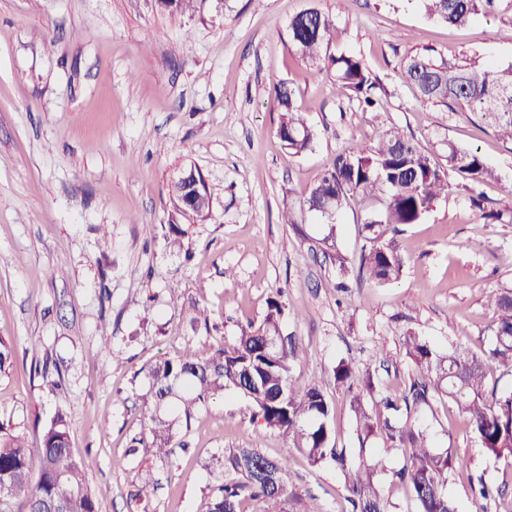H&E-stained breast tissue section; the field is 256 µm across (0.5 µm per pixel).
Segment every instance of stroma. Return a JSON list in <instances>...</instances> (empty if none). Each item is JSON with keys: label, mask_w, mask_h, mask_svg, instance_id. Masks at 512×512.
<instances>
[{"label": "stroma", "mask_w": 512, "mask_h": 512, "mask_svg": "<svg viewBox=\"0 0 512 512\" xmlns=\"http://www.w3.org/2000/svg\"><path fill=\"white\" fill-rule=\"evenodd\" d=\"M329 13L335 54L361 57L383 108L366 112L338 91L333 73L304 63L288 36L309 6ZM512 0L464 26L427 18L419 0H198L195 13L155 0H0V340L13 365L0 373V425L30 449L60 412L71 446L92 461L85 480L99 512H205L224 480V452L256 448L288 457V486L321 512H348L334 466L311 465L228 390L200 405L165 459L149 446L144 396L149 367L184 349L207 354L259 323L270 298L288 311L302 344L293 384L317 383L331 404L338 447H360L339 360L371 373L377 392L401 393L413 366L402 350L413 330L440 352L486 356L497 313L487 298L512 284L498 255L512 253V143L492 113L421 101L402 62L427 50L436 63L503 67ZM289 84L316 137L295 156L276 134L272 91ZM396 126L440 167L448 147L473 149L494 176L471 185L449 174L421 223L395 236L398 279L357 276L367 210L351 203L335 225L299 205L336 156ZM214 189L206 220L185 224L169 248L168 194L178 168ZM499 210L481 218L475 195ZM334 234L335 249L323 239ZM348 260L341 274L337 256ZM346 279L348 292L333 285ZM206 319L191 325V305ZM434 451L458 461L446 489L459 512H512V462L488 457L446 398L421 406ZM157 479L146 489L144 470ZM502 486L475 498L477 478Z\"/></svg>", "instance_id": "35a3bbf8"}]
</instances>
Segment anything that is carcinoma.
Segmentation results:
<instances>
[{
    "label": "carcinoma",
    "instance_id": "1",
    "mask_svg": "<svg viewBox=\"0 0 512 512\" xmlns=\"http://www.w3.org/2000/svg\"><path fill=\"white\" fill-rule=\"evenodd\" d=\"M426 14L449 26H461L478 16L495 14L498 0H421ZM289 39L300 58L334 73L336 86L349 93L364 111L379 106L377 82L362 59L330 53L335 23L326 12L311 7L296 15L288 26ZM404 73L420 98L457 104L469 112H497L501 135L512 141V65L506 68L475 64H437L428 54H415L404 62ZM281 120L277 135L293 155L311 149L315 134L294 104V90L275 87ZM444 170L397 128L390 127L376 143L340 153L312 188L300 209L322 213L329 207L340 213L353 201L370 206L362 232L369 242L359 258V272L382 285L402 273L403 257L395 241L398 227L417 224L434 202L448 194V171L473 183L493 176L475 150L448 144ZM214 189L201 173L189 184L169 183L174 212L169 234L175 245L184 235L180 220L208 218ZM497 312L489 359L512 375V287H502L489 297ZM404 355L414 365L410 385L399 397L388 395L369 402L353 391L352 365L340 360L336 383L347 388L350 409L360 445L382 437L380 454L352 459L332 442L330 407L322 389L311 384L295 390L291 361L299 350L296 337L284 333V308L271 298L263 319L241 330L230 346H218L201 356L186 349L174 359L149 368L147 398L150 447L166 457L181 444V427L206 399L232 388L249 399L255 415L266 427L281 432L289 447L310 464L333 463L341 473L352 512H390L391 502L376 476L398 452L409 465L394 473L409 490L417 512H457L448 498V474L454 468L450 452L430 447L426 428L412 416L421 405L441 395L456 406L479 439L486 455L512 460V390H488L484 361L464 349L439 352L429 341L407 331ZM69 417L57 413L44 428L42 445L33 452L24 439L0 434V512H13L11 501L25 496L20 512H40L61 505L62 512H98V503L85 482L92 461L69 449ZM224 470L231 477L207 504L206 512H242L245 501L283 505L301 501L288 492V459H273L257 448H233L224 453Z\"/></svg>",
    "mask_w": 512,
    "mask_h": 512
}]
</instances>
